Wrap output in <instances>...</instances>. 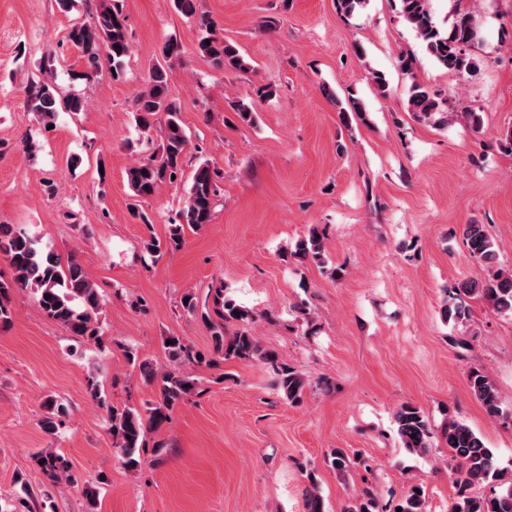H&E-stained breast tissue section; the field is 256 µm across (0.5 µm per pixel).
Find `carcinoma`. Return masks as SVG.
I'll return each instance as SVG.
<instances>
[{"instance_id": "obj_1", "label": "carcinoma", "mask_w": 512, "mask_h": 512, "mask_svg": "<svg viewBox=\"0 0 512 512\" xmlns=\"http://www.w3.org/2000/svg\"><path fill=\"white\" fill-rule=\"evenodd\" d=\"M400 15L415 32L427 53L441 67L458 75L471 74L479 68L480 59L471 53V47L482 43L478 16L469 7L456 0L453 21L449 29H441L435 22L430 0H399ZM203 36L198 42L197 53L214 65L230 72L251 70V64L238 48L216 32L214 23L204 15L199 16ZM67 39L81 50L85 58V77L96 76L104 65H109L112 79L124 75V63L130 52V39L126 19L116 0H94L89 20L73 24ZM400 69L410 80L406 103L407 111L417 119L436 126L446 127L452 121H463L473 128L480 127L481 116L476 112H450L437 94L422 84L415 74V58L404 56ZM340 122L348 126L351 120L365 118L362 101L348 94L347 100L334 98ZM27 108L36 113L44 126L54 123L60 108L78 113L85 107V100L76 95H65L56 86L44 81H33L26 89ZM133 111L139 124L150 130L160 124L162 145L158 153L148 156L127 173V181L134 196L147 198L155 194L165 182H174L172 176L183 174L184 161L189 146L188 137L180 123V107L170 96L167 70L158 62L149 71L148 87L133 100ZM220 193L217 173L207 163L195 169L178 219L168 224L167 242L174 248L184 242L186 228H198L212 220L215 202ZM463 238L470 256L485 267L487 277L466 279L451 288L453 302L443 307V318L459 329V343L469 344L467 335L471 311L466 299H477L495 313L512 316V270L499 267L498 246L483 224H466ZM0 254L9 262L11 278H0V326L11 320L9 293L14 288H30L37 294L43 315L64 327L70 335L98 343L102 338L98 315L105 298L98 286L87 276L74 255L66 258L44 248L39 241L10 224H0ZM285 254L300 263L310 260L324 262V233L318 226L309 227L307 234L296 241ZM51 298H45V295ZM214 315H204L211 330L213 357L207 358L180 336H170V345H163L168 359L165 369H158L147 359H140L131 350L126 351L129 364L139 368L145 381L158 387V395L146 401L143 407H108L109 430L112 446L122 464L135 471L140 466V451L147 447L151 433H159L170 423L175 409L198 393L199 381L190 370L215 365L227 360L259 362L273 369L276 384L291 402L302 400L308 383L298 371L280 362L277 352L265 348L248 330L231 336L224 334L225 323L242 322L251 318L249 311L224 299L223 288L214 294ZM471 394L491 419L504 416L499 392L490 377L480 368L468 373ZM397 434L404 447L423 455L432 448L433 431L429 419L421 408L403 404L396 411ZM442 440L450 454L453 484L456 497L449 512H512V479H507L499 468L494 452L487 448L482 437L466 423L450 418L442 428ZM41 468L54 481L69 476L71 465L65 457L48 450L37 453ZM304 495L305 512H324L323 500L314 478ZM506 484L508 488L488 496L473 494L472 489L483 484ZM424 494L419 487H411L399 503L402 512H424ZM375 488L365 484L355 493L346 512H377Z\"/></svg>"}]
</instances>
